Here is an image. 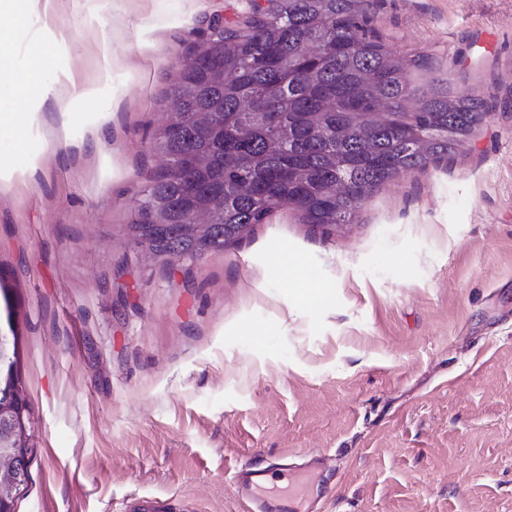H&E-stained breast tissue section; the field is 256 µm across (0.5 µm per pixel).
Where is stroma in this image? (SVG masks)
Here are the masks:
<instances>
[{
  "label": "stroma",
  "instance_id": "obj_1",
  "mask_svg": "<svg viewBox=\"0 0 512 512\" xmlns=\"http://www.w3.org/2000/svg\"><path fill=\"white\" fill-rule=\"evenodd\" d=\"M376 4L388 46L486 101L470 149L391 181L348 228L282 208L174 265L127 236L149 145L208 21L252 0L31 5L0 55L54 90L35 112L0 85V262L34 444L15 512L143 495L241 512L234 469L313 455L317 512H512V0Z\"/></svg>",
  "mask_w": 512,
  "mask_h": 512
}]
</instances>
